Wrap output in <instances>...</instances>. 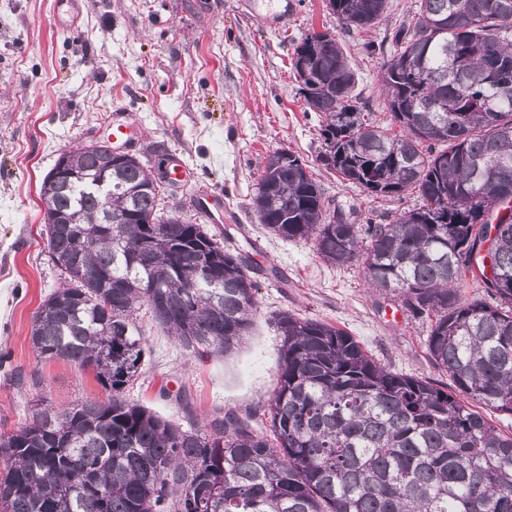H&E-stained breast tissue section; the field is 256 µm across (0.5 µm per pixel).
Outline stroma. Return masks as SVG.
<instances>
[{
	"instance_id": "35a3bbf8",
	"label": "stroma",
	"mask_w": 512,
	"mask_h": 512,
	"mask_svg": "<svg viewBox=\"0 0 512 512\" xmlns=\"http://www.w3.org/2000/svg\"><path fill=\"white\" fill-rule=\"evenodd\" d=\"M291 3L274 32L244 0H82L65 29L56 23L58 0H0V433L24 422L37 393L56 407L103 396L92 372L37 361L29 334L33 313L64 280L42 233L40 186L62 153L107 140L116 109L142 126L135 153L153 171L177 152L199 184L223 190L233 221L210 231L231 232L227 247L250 260L259 284V314L230 359L190 357L145 323L146 357L129 400L185 426L216 409L260 407L276 384L282 312L344 329L391 370L446 381L427 357L426 326L369 290L361 266L325 264L311 243L268 233L251 206L266 157L281 149L305 160L327 211L356 223L417 205L410 193L368 198L320 164L321 118L290 70L310 31L336 35L365 111L385 123V56L367 55L365 46L380 45L414 0H389L381 26L360 33L342 28L325 0Z\"/></svg>"
}]
</instances>
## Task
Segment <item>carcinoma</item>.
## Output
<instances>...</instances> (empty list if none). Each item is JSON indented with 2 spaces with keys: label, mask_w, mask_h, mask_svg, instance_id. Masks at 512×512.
Masks as SVG:
<instances>
[{
  "label": "carcinoma",
  "mask_w": 512,
  "mask_h": 512,
  "mask_svg": "<svg viewBox=\"0 0 512 512\" xmlns=\"http://www.w3.org/2000/svg\"><path fill=\"white\" fill-rule=\"evenodd\" d=\"M327 7L364 31L389 3ZM314 40L324 51L304 69ZM384 42L394 135L359 105L335 36L308 33L291 69L334 140L326 168L369 197L412 192L421 205L386 224L329 215L304 161L276 151L252 207L269 233L311 241L324 262H359L368 287L427 327L428 357L451 384L394 372L346 331L287 312L263 417L219 411L185 429L128 401L143 318L190 356L223 357L248 335L259 285L206 225L161 213L141 161L81 147L70 169L108 171L112 197L45 176V234L66 281L34 312L29 339L37 358L93 371L108 395L37 409L0 434V512H512V433L471 408L512 415V287L486 274L512 282V217L501 219L512 211V0H417ZM469 274L490 300L464 298Z\"/></svg>",
  "instance_id": "carcinoma-1"
}]
</instances>
